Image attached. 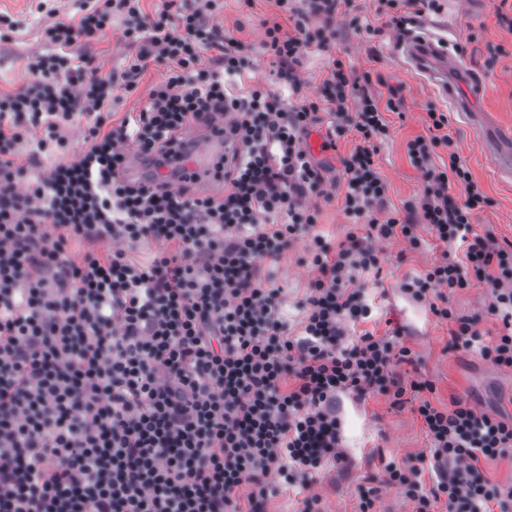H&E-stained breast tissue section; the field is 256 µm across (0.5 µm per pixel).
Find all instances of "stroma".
<instances>
[{"label": "stroma", "mask_w": 512, "mask_h": 512, "mask_svg": "<svg viewBox=\"0 0 512 512\" xmlns=\"http://www.w3.org/2000/svg\"><path fill=\"white\" fill-rule=\"evenodd\" d=\"M41 1L63 17L78 12L77 0H0V13L11 14L24 23L23 31L0 38V94L20 89L26 80L28 57L46 48L37 25L36 6ZM377 6V0H352L351 5L340 6L336 23L347 28V35L337 39L331 54L306 50L302 74L309 96H316L333 56L357 72L380 76V83L373 86V93L380 100H387L391 89H398L402 112L388 114L390 135L379 152L380 170L390 186L388 208L394 212L404 211L417 201L422 188L421 174L411 166L406 154L407 142L427 134L428 108L447 112L449 141L439 153L444 157L452 153L459 156L490 199L489 205L474 213L473 229L478 233L493 230L500 244L512 243V182L499 178L493 158L467 121L450 110L431 83L406 66L402 42L392 31L385 30L374 39L349 31L348 25L355 17L382 26L385 18L377 14ZM276 11L274 0H224L218 17L234 37L250 45L256 63L253 79L261 84L269 81L271 66L259 50L260 21ZM504 14H512V0H443L441 12L428 14L419 22L420 27L445 37L448 51L487 85V92L475 107L487 114L495 130L512 129V34L501 25ZM123 28L121 20H113L104 35L91 44L103 71L126 64L129 49ZM490 58L495 61L491 67L486 64ZM402 248L399 242L387 246L380 276L368 283L374 318L367 323V330L381 335L397 327L408 329L404 343L419 355L420 372L434 380L439 403L446 405L459 398L512 417V371L501 370L482 358L478 350L452 347L450 323L409 300L399 289L406 274L423 271L436 261L440 248L433 244L423 252L407 255ZM301 253V245H294L278 263L263 268L271 284L282 288L283 316L294 329L300 325L302 313L298 304L311 277L308 268L299 262ZM342 422L348 461L327 464L319 475L317 491L322 497L323 512H357L359 492L364 487L378 490L375 512H412L401 491L385 482L387 462H412L429 451V440L410 408L392 407L382 397L364 404L346 398L342 401Z\"/></svg>", "instance_id": "35a3bbf8"}]
</instances>
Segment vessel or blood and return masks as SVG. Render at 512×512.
Masks as SVG:
<instances>
[{
  "mask_svg": "<svg viewBox=\"0 0 512 512\" xmlns=\"http://www.w3.org/2000/svg\"><path fill=\"white\" fill-rule=\"evenodd\" d=\"M405 57L414 70L442 88L454 111L464 113L471 125H479L480 115L474 111L473 103L485 93L486 86L446 52L439 35L427 31L414 37L406 45ZM232 149L220 124L215 123L192 127L174 151L186 157L183 165L186 180L193 187L202 188L211 184L209 170L213 160Z\"/></svg>",
  "mask_w": 512,
  "mask_h": 512,
  "instance_id": "b4317fda",
  "label": "vessel or blood"
}]
</instances>
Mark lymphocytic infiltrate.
<instances>
[{
  "mask_svg": "<svg viewBox=\"0 0 512 512\" xmlns=\"http://www.w3.org/2000/svg\"><path fill=\"white\" fill-rule=\"evenodd\" d=\"M339 2L276 0L280 17L261 21L272 78L245 90L254 61L218 22L221 0H165L152 15L142 0H80L76 20L48 10L49 51L28 62L22 88L0 94V512H267L290 487L305 493L302 512H320L317 477L345 458L347 393L395 406L417 396L429 465L385 467L413 512H512V484L483 467L512 457V420L433 403L432 380L398 372L418 363L399 335H350L373 317L365 285L385 245L419 253L433 239L440 258L401 292L452 322L454 342L512 371V244L473 230L490 199L456 155H439L447 113L429 110L427 135L406 145L424 187L400 216L386 211L378 163L400 101L379 103L370 74L338 60L317 97L304 94V53L331 51ZM441 9L379 0L385 27L351 25L401 37ZM117 16L130 57L106 72L87 47ZM153 67L165 75L142 108L113 120ZM218 119L233 145L212 168L222 191L175 186L172 144ZM320 124L323 149L358 138L331 183L307 145ZM131 148L153 166L145 181L126 176ZM337 189L355 229L333 244L316 226ZM298 241L312 277L294 335L261 267ZM144 244L156 250L141 262L132 253ZM475 282L484 315H456L451 295ZM487 316L503 325L488 344Z\"/></svg>",
  "mask_w": 512,
  "mask_h": 512,
  "instance_id": "1",
  "label": "lymphocytic infiltrate"
}]
</instances>
